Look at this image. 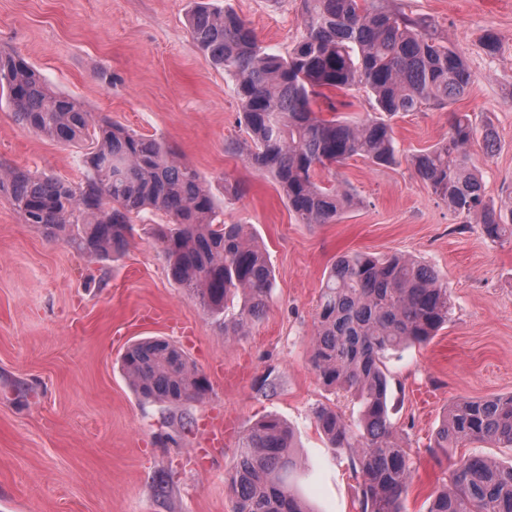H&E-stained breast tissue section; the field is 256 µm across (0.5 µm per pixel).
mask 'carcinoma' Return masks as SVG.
I'll return each mask as SVG.
<instances>
[{
  "instance_id": "carcinoma-1",
  "label": "carcinoma",
  "mask_w": 512,
  "mask_h": 512,
  "mask_svg": "<svg viewBox=\"0 0 512 512\" xmlns=\"http://www.w3.org/2000/svg\"><path fill=\"white\" fill-rule=\"evenodd\" d=\"M302 32L285 55L265 51L231 8L193 0L189 33L196 48L235 81L247 138L230 146L284 193L302 224H327L360 206L337 177L353 156L378 166L397 162L392 118L434 104L444 108L474 81L465 58L435 35L432 24L386 9L381 0H300ZM364 89L374 112L361 120L317 115L325 91ZM0 95L19 124L69 146L90 140L83 181L74 186L25 167L0 169V191L23 222L46 235L65 234L88 258L123 250L134 219L146 210L169 217L154 236L172 278L203 309L238 336L268 308L274 275L261 246L242 225L219 219L200 174L161 139L96 118L76 99L52 91L25 59L0 53ZM477 128L453 114L448 136L410 158L415 172L448 209L476 218L493 242L512 240V204L485 199L470 146ZM330 172L322 180L320 173ZM448 284L413 259L344 253L332 263L319 295L311 363L323 383L360 403L356 428L327 406L314 411L334 448L356 454L361 512H405L409 454L396 440L387 410L388 356L428 343L446 323ZM122 370L135 393L153 402L200 399L207 382L188 355L161 339L127 348ZM489 442L512 448V394L460 399L436 432L433 447ZM293 433L271 416L251 425L238 443L227 484L234 512H313L294 487ZM428 512H512V463L475 455L448 475Z\"/></svg>"
}]
</instances>
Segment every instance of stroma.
Masks as SVG:
<instances>
[{
    "label": "stroma",
    "mask_w": 512,
    "mask_h": 512,
    "mask_svg": "<svg viewBox=\"0 0 512 512\" xmlns=\"http://www.w3.org/2000/svg\"><path fill=\"white\" fill-rule=\"evenodd\" d=\"M259 43L286 54L302 31L299 0H217ZM430 21L467 60L474 81L450 107L394 118L399 161L355 157L340 173L359 208L328 224L298 223L275 184L231 152L245 138L234 80L187 30L190 0H0V52L27 60L57 92L138 134L168 143L208 182L220 217L244 225L267 253L275 284L266 315L228 336L172 279L152 235L160 213L137 219L126 250L100 260L65 237L24 223L0 195V512H234L225 481L240 436L276 416L294 434L297 489L314 512H359L349 449L332 448L313 411L356 423L359 405L326 387L310 361L316 304L341 254H393L437 271L452 296L446 325L427 344L387 361L389 416L414 469L407 512H427L451 463L507 462L512 450L432 445L460 398L512 393V242L494 243L432 194L412 154L448 132L450 112L495 130L471 152L487 199L512 184V0H383ZM499 42L482 45L485 30ZM108 72L111 82L100 79ZM85 145L64 147L19 125L0 98V165L78 184ZM241 184L231 197L226 186ZM175 341L207 378L198 400L140 401L120 367L132 342ZM224 425L223 446L209 430Z\"/></svg>",
    "instance_id": "1"
}]
</instances>
